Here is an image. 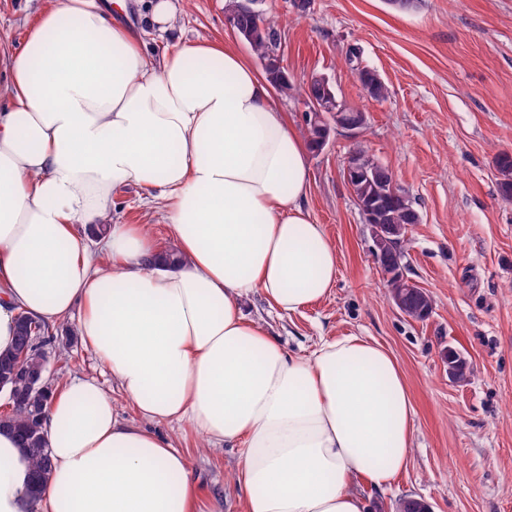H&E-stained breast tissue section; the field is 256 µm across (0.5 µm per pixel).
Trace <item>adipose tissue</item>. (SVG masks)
Returning a JSON list of instances; mask_svg holds the SVG:
<instances>
[{"label":"adipose tissue","instance_id":"1","mask_svg":"<svg viewBox=\"0 0 512 512\" xmlns=\"http://www.w3.org/2000/svg\"><path fill=\"white\" fill-rule=\"evenodd\" d=\"M0 352L18 313L77 333L137 421L95 381L48 403L52 470L0 431V512H206L190 461L160 425L188 422L209 446L241 448L245 512H365L354 479L404 471L415 410L390 353L367 336L286 351L242 301L283 313L330 293L338 258L305 206L308 148L268 80L233 44H177L148 60L109 0L47 8L0 52ZM142 190L180 257L112 194ZM106 225L96 243L80 225Z\"/></svg>","mask_w":512,"mask_h":512}]
</instances>
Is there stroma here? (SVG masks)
Returning a JSON list of instances; mask_svg holds the SVG:
<instances>
[{
    "instance_id": "obj_1",
    "label": "stroma",
    "mask_w": 512,
    "mask_h": 512,
    "mask_svg": "<svg viewBox=\"0 0 512 512\" xmlns=\"http://www.w3.org/2000/svg\"><path fill=\"white\" fill-rule=\"evenodd\" d=\"M123 2L112 14L144 34L150 57L172 43L200 40H229L252 53L226 27L225 0H174L176 17L165 35L150 31L142 0ZM50 5L0 0V42L19 48ZM257 8L279 22L283 65L295 86L325 75L338 96L366 112L358 137L393 171L420 215L407 234V274L432 296L433 310L415 321L387 298L369 226L343 179L353 137L339 129L309 155L306 199L337 250L331 293L292 314L255 293L245 314L295 354L356 333L376 339L397 361L416 411L415 446L389 487L356 483L369 512H389L405 496L427 500L433 512H512V201L499 192L495 166L499 153H512V0H420L409 11L388 0H312L305 13L292 0H258ZM353 47L387 85L386 100L362 89L346 62ZM112 217L146 225L157 242L174 246L161 212L145 207L136 187L113 193ZM449 347L468 362L466 382L448 375ZM47 352L55 384L98 379L121 416L135 419L91 347L78 341ZM173 432L208 512H242L232 480L240 449L203 446L186 422Z\"/></svg>"
}]
</instances>
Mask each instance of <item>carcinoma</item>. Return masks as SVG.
<instances>
[{
	"label": "carcinoma",
	"mask_w": 512,
	"mask_h": 512,
	"mask_svg": "<svg viewBox=\"0 0 512 512\" xmlns=\"http://www.w3.org/2000/svg\"><path fill=\"white\" fill-rule=\"evenodd\" d=\"M239 24L244 28L255 31V36L249 42L252 50L262 62L269 67L265 69L266 78L282 95L292 94L296 86L288 73L279 66L278 51L281 45V32L275 21L265 19L261 13H243ZM351 70L366 93L374 100L387 98L388 88L376 77V74L360 64L359 53L351 49L346 56ZM500 176V191L507 200H512V155L500 154L496 159ZM393 177L388 167H383L374 176L366 177L354 174L349 179V186L355 196L364 203L377 201L379 192L384 189L382 182ZM379 208L385 224H408L409 217L415 212L409 197L401 190L382 198ZM407 233L400 234V244L390 246L380 259L383 271L395 268L394 253L405 252ZM433 299L428 293H419L408 300V316L415 320L424 319L425 311L432 308ZM57 340L50 326L40 320L20 314L17 320V333L13 347L0 354V392L8 396L11 403L10 411L0 414V427L11 430L34 464V475L29 484L30 498L37 500L42 497L43 488L51 472V459L46 442L41 432V421L49 398L56 389L45 379L46 356L43 346Z\"/></svg>",
	"instance_id": "cac0c4a2"
}]
</instances>
